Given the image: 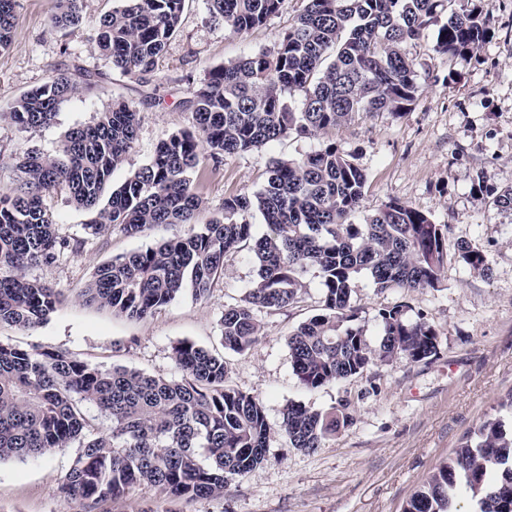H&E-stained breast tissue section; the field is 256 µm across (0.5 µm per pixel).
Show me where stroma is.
<instances>
[{
  "mask_svg": "<svg viewBox=\"0 0 512 512\" xmlns=\"http://www.w3.org/2000/svg\"><path fill=\"white\" fill-rule=\"evenodd\" d=\"M117 4L83 0L81 23L58 30L50 0H17L13 41L0 52V113L60 72L79 92L45 127L25 129L0 116V191L17 176V156L54 152L66 131L91 124L116 100L139 113L137 139L112 174L111 187L120 186L150 161L161 139L190 128L184 106L190 87L215 66L274 48L307 0H285L278 15L243 35L212 22L208 0H185L179 30L147 80L113 69L97 49V22ZM476 5L490 11L489 35L480 49L436 53L439 27L451 13ZM404 51L420 85L411 111L363 112L326 135L292 134L224 156L218 164L205 161L192 175L205 203L194 222L218 216L225 197L260 190L271 159L299 158L335 143L367 175L357 220L396 200L448 225L450 241L475 244L488 257V275L454 261L437 288L381 292L367 275L355 280V326L377 339L382 310L407 305L409 316L424 314L438 333V354L430 361L396 359L337 385L303 389L287 339L320 311L322 285L313 269L304 274L296 303L261 313L264 335L257 344L241 355L226 350L224 308L240 303L256 278L255 262L245 251L227 258L208 297L185 292L146 319L87 304L81 292L96 265L173 239L185 227L153 224L134 236L113 228L94 235L86 228L88 214L65 192L47 198L58 235L81 240L82 250H66L54 263L28 268V278L58 289L62 301L33 330L0 326V342L63 350L102 369L121 365L176 380L181 372L172 348L190 341L223 355L231 384L260 398L271 424H279L291 402L325 410L347 399L354 416L353 425L313 453L273 435L261 467L232 481L223 496L169 505L143 486L104 504V512H401L436 466L512 397V206L494 205L490 196L512 189V0H445L422 37ZM480 181L487 193L476 191ZM78 452L74 445L46 458L0 461V512H66L57 487Z\"/></svg>",
  "mask_w": 512,
  "mask_h": 512,
  "instance_id": "obj_1",
  "label": "stroma"
}]
</instances>
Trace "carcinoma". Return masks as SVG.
Segmentation results:
<instances>
[{
	"mask_svg": "<svg viewBox=\"0 0 512 512\" xmlns=\"http://www.w3.org/2000/svg\"><path fill=\"white\" fill-rule=\"evenodd\" d=\"M98 21V46L127 74L154 72L179 28L185 0H120ZM284 0H210L212 21L244 34L277 14ZM442 0H308L306 10L276 48L207 71L184 101L192 129L157 144L150 161L104 192L139 129L136 109L115 102L96 122L68 130L56 152L19 157L17 184L0 192V325L33 329L47 321L59 292L29 279L32 264H51L78 244L59 237L44 206L57 190L93 213L86 228L112 226L129 236L148 224H188L183 235L98 265L84 289L87 302L131 318H146L186 290L208 296L228 255L248 245L257 277L242 304L224 306V347L243 354L263 335L259 313L288 307L309 267L322 282L323 312L289 336L293 372L309 391L340 384L372 366L437 355L439 336L401 304L382 310V334L372 343L352 305L354 281L367 273L376 288H435L455 259L486 275L484 251L460 241L449 227L391 201L361 224L366 173L335 144L297 159L274 158L254 195L224 199L221 216L196 228L202 207L191 175L206 159L243 154L294 131L327 134L360 112L399 114L411 109L419 85L403 44L420 38ZM80 0H52L56 28L82 22ZM15 0H0V51L13 37ZM488 34L487 16L474 7L453 12L439 28L434 50L463 55ZM305 92L302 110L285 100ZM79 93L60 72L23 94L6 111L23 128L54 120L59 105ZM259 211L267 232L254 237L249 217ZM182 377L168 380L135 369H100L59 350L23 349L0 342V460L43 457L76 443L79 452L58 483L76 512H96L147 484L169 497L224 493L266 460L274 433L263 403L229 384L224 356L189 341L172 348ZM96 409L109 422L98 427ZM353 423L349 403L330 411L289 403L279 431L288 446L314 452ZM512 512V417L486 419L442 461L402 512Z\"/></svg>",
	"mask_w": 512,
	"mask_h": 512,
	"instance_id": "obj_1",
	"label": "carcinoma"
}]
</instances>
